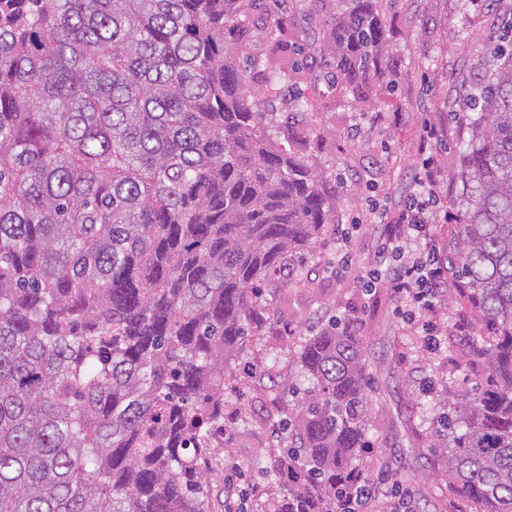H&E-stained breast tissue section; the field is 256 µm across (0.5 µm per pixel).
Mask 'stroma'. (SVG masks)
Listing matches in <instances>:
<instances>
[{
    "mask_svg": "<svg viewBox=\"0 0 512 512\" xmlns=\"http://www.w3.org/2000/svg\"><path fill=\"white\" fill-rule=\"evenodd\" d=\"M393 59L401 72L393 105L359 107L320 103L313 115L309 151L327 172L358 173L362 188L342 194L336 233L350 239L348 264L336 262L335 241L321 242L307 255L305 279L275 277L265 285L269 302L283 313L289 330L307 333L321 314L358 320L368 338V371L374 380L368 420L375 442L364 464L379 481L371 512H384L386 498L406 488L412 499L428 503L431 512H456L445 479L448 439L444 426L452 404L475 396L485 368L469 356L453 331L462 302L454 280H447L440 321L447 327L439 351L423 350L414 328L399 314V301L389 289L365 290L361 277L372 262L377 230L367 222L369 207L393 216L413 193L411 171L421 157L424 124L438 137L431 143L445 172L458 165L449 141L461 135L459 122L443 99L453 97L467 70L479 62V51L501 13L461 10L457 0H398L391 13ZM280 386L262 391L261 369L236 370V391L225 394V431L217 441L214 462L219 477L210 486L212 512H223L224 480L232 478L248 490L249 512H270L269 482L262 467L272 441L271 430L248 418L251 410L272 399L290 404L289 391L301 381L295 364L281 361ZM428 376L433 391L423 394L417 372Z\"/></svg>",
    "mask_w": 512,
    "mask_h": 512,
    "instance_id": "stroma-1",
    "label": "stroma"
}]
</instances>
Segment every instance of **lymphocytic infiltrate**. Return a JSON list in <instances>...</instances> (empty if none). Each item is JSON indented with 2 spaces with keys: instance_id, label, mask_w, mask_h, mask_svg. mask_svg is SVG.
I'll return each instance as SVG.
<instances>
[{
  "instance_id": "f902f5d3",
  "label": "lymphocytic infiltrate",
  "mask_w": 512,
  "mask_h": 512,
  "mask_svg": "<svg viewBox=\"0 0 512 512\" xmlns=\"http://www.w3.org/2000/svg\"><path fill=\"white\" fill-rule=\"evenodd\" d=\"M441 181L438 159L423 154L412 172L415 191L406 205L390 220L371 212L370 223L381 225L382 233L372 265L362 277L365 287L392 290L403 313L417 320L422 345L431 353L440 347L437 318L445 286V263L431 235L442 200Z\"/></svg>"
}]
</instances>
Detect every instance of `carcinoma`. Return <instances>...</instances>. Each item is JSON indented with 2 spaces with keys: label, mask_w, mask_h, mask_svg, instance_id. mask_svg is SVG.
I'll return each instance as SVG.
<instances>
[{
  "label": "carcinoma",
  "mask_w": 512,
  "mask_h": 512,
  "mask_svg": "<svg viewBox=\"0 0 512 512\" xmlns=\"http://www.w3.org/2000/svg\"><path fill=\"white\" fill-rule=\"evenodd\" d=\"M321 2L322 39L288 0L257 53L258 0H0V512H208L224 386L277 320L262 284L301 275L356 185L302 152L295 117L392 94L370 79L391 69L393 0ZM509 15L465 81L453 175L448 273L485 380L448 414L445 477L475 512H512ZM367 357L342 318L298 338L274 512H349L368 483Z\"/></svg>",
  "instance_id": "obj_1"
}]
</instances>
